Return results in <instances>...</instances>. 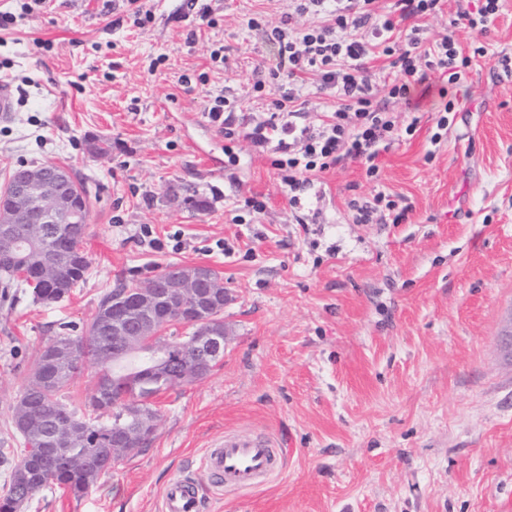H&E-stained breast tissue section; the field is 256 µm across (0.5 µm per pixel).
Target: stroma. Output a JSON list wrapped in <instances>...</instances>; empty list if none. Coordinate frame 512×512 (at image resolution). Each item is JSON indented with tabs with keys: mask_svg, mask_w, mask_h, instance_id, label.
Returning <instances> with one entry per match:
<instances>
[{
	"mask_svg": "<svg viewBox=\"0 0 512 512\" xmlns=\"http://www.w3.org/2000/svg\"><path fill=\"white\" fill-rule=\"evenodd\" d=\"M140 2L155 14L142 28L126 0H49L0 32V79L21 89L0 119V188L19 166L53 162L90 197V270L69 295L42 305L0 279V495L42 347L68 324L85 333L119 284L207 264L231 295L223 360L156 397L149 448L83 497L44 489L22 512H161L175 474L195 483L201 512H512V356L500 344L512 325V72L500 65L512 0L486 36L454 32L489 54L461 86L433 74L416 88L420 128L380 155L379 183L349 162L299 208L247 140L232 175L215 172L224 144L206 114L209 92L225 89L259 112L253 70L272 49L247 21L279 22L294 0H204L212 28L191 26L180 0ZM216 41L225 63L209 58ZM203 72L207 85L194 84ZM449 97L465 107L431 144ZM98 138L106 155L88 152ZM378 184L405 220L354 223L349 200ZM256 193L266 211L234 218L226 200ZM228 434L283 449L282 476L216 496L199 461Z\"/></svg>",
	"mask_w": 512,
	"mask_h": 512,
	"instance_id": "stroma-1",
	"label": "stroma"
}]
</instances>
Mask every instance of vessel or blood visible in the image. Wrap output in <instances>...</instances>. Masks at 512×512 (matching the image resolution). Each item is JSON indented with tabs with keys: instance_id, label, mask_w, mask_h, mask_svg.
Listing matches in <instances>:
<instances>
[{
	"instance_id": "1",
	"label": "vessel or blood",
	"mask_w": 512,
	"mask_h": 512,
	"mask_svg": "<svg viewBox=\"0 0 512 512\" xmlns=\"http://www.w3.org/2000/svg\"><path fill=\"white\" fill-rule=\"evenodd\" d=\"M286 458L262 439L225 436L223 443L208 449L200 467L213 479L215 488L227 494L258 487L280 473ZM163 512H199V500L192 482L173 477L163 493Z\"/></svg>"
}]
</instances>
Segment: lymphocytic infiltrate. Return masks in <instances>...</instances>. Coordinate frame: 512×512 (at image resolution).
Instances as JSON below:
<instances>
[{
	"label": "lymphocytic infiltrate",
	"mask_w": 512,
	"mask_h": 512,
	"mask_svg": "<svg viewBox=\"0 0 512 512\" xmlns=\"http://www.w3.org/2000/svg\"><path fill=\"white\" fill-rule=\"evenodd\" d=\"M297 14L318 16L317 25L294 26L252 18L250 30L273 46L268 63L254 69V97L267 100L270 114L246 119L224 93L210 94L207 114L230 146L224 154L236 165L231 145L238 139L253 146L273 147L272 161L283 187L296 189L345 163L363 165L369 180H377V160L400 135H413L417 116H398L395 107L412 100L416 86L429 73L446 74L449 84L463 83L474 56L456 40L454 27L486 31L498 16L501 0H465L449 25L451 31L428 47H421L409 20L440 12L442 0H392L385 14H377L376 0H295ZM386 66L371 69V61ZM332 93L330 111L310 115L308 84Z\"/></svg>",
	"instance_id": "f902f5d3"
}]
</instances>
